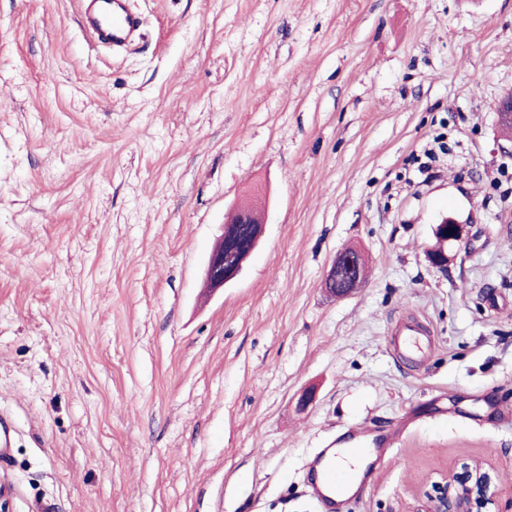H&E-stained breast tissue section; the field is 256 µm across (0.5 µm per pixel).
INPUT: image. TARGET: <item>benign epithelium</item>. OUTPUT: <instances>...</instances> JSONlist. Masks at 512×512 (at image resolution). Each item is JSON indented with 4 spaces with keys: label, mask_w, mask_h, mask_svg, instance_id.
I'll return each mask as SVG.
<instances>
[{
    "label": "benign epithelium",
    "mask_w": 512,
    "mask_h": 512,
    "mask_svg": "<svg viewBox=\"0 0 512 512\" xmlns=\"http://www.w3.org/2000/svg\"><path fill=\"white\" fill-rule=\"evenodd\" d=\"M437 231L449 243H462L463 225L453 219H443ZM210 253L205 265V278L209 287L224 288L233 284L242 274L235 267L224 269V236ZM362 255L351 250L336 256L326 272L324 287L332 294L345 296L362 285L359 272ZM414 512H502L493 475L467 462L438 473L425 485Z\"/></svg>",
    "instance_id": "1"
}]
</instances>
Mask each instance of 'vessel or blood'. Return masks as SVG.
Returning a JSON list of instances; mask_svg holds the SVG:
<instances>
[{
	"label": "vessel or blood",
	"instance_id": "obj_1",
	"mask_svg": "<svg viewBox=\"0 0 512 512\" xmlns=\"http://www.w3.org/2000/svg\"><path fill=\"white\" fill-rule=\"evenodd\" d=\"M79 27L93 47L110 48L113 54L127 50L140 37L144 25L141 14L131 8V0H78ZM424 329L414 320L400 321L395 329L401 345L419 347ZM369 439L366 435L345 436L321 449L311 469L309 494L318 512H334L355 481L354 470L341 467L340 459H363Z\"/></svg>",
	"mask_w": 512,
	"mask_h": 512
}]
</instances>
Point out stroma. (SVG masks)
<instances>
[{"mask_svg":"<svg viewBox=\"0 0 512 512\" xmlns=\"http://www.w3.org/2000/svg\"><path fill=\"white\" fill-rule=\"evenodd\" d=\"M131 4L146 38L112 56L71 0H0L10 512H315L306 465L355 430L394 445L339 512H412L459 461L511 504L512 0ZM255 197L260 247L199 306ZM348 247L368 277L336 297ZM463 231H464L463 224H458L453 219L444 218L437 227V232H440L443 236L440 233H436L437 243L434 247V248H436V250L432 251L431 253H433V254L441 253L442 250H445L444 249L445 243L446 244L447 243L461 244L464 239ZM444 236L446 237L447 242H444L445 241ZM431 253H429L428 257H427L429 263L433 267L442 266L441 257L433 255ZM349 250L350 248L343 251ZM362 260V255L355 250L336 255L326 272L324 287L330 293L340 296L348 295L359 288L362 285L361 280L365 279L366 273L365 262H362ZM360 265L361 275L358 271ZM393 336H399L401 345L406 349H421L418 336H428V331L419 322L406 319L398 323Z\"/></svg>","mask_w":512,"mask_h":512,"instance_id":"1","label":"stroma"}]
</instances>
